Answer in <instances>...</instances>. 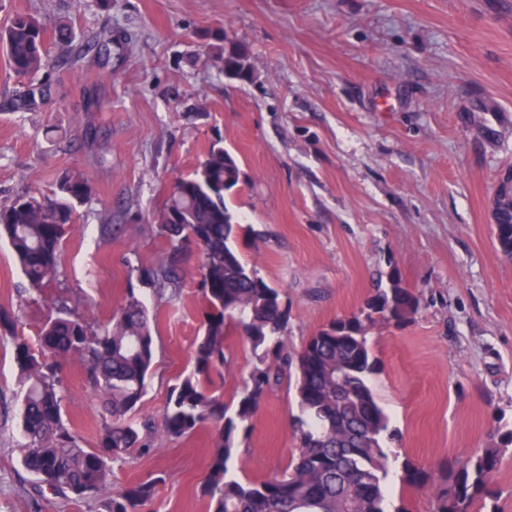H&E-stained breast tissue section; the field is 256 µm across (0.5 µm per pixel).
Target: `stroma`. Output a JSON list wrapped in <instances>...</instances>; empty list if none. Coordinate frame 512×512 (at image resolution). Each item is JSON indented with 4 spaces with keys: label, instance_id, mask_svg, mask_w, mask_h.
I'll list each match as a JSON object with an SVG mask.
<instances>
[{
    "label": "stroma",
    "instance_id": "35a3bbf8",
    "mask_svg": "<svg viewBox=\"0 0 512 512\" xmlns=\"http://www.w3.org/2000/svg\"><path fill=\"white\" fill-rule=\"evenodd\" d=\"M18 12L50 30L132 37L108 71L51 45L50 101L27 112L10 106L25 81L0 56V205L23 190L51 194L67 171L88 177L53 290L100 322L131 291L156 315L154 373L133 420L161 422L203 321L197 254L172 298L136 269L165 261L172 246L153 215L218 140L242 172L226 198L250 228L237 248L281 289L289 348L358 312L389 273L418 298L408 320L370 331V384L395 432L388 505L432 512L442 463L512 429V259L491 224L496 182L512 168V0H0V23ZM222 26L248 46L251 81L206 62L200 34ZM110 222L120 230L103 237ZM0 311L20 314L17 333L32 344L50 312L4 242ZM225 345L211 390L232 403L253 356L240 335ZM61 377L64 413L95 446L103 407L85 363L64 360ZM19 407L12 340L0 337V512H97L93 501L34 500ZM297 413L295 385L282 383L248 422L232 458L239 478L289 465ZM212 442L208 426L179 439L155 431L153 452L113 463L106 491L158 474L141 512H205ZM408 458L428 484L402 482Z\"/></svg>",
    "mask_w": 512,
    "mask_h": 512
}]
</instances>
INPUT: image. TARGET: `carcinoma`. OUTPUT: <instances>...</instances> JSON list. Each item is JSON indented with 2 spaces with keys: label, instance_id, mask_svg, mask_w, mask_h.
Listing matches in <instances>:
<instances>
[{
  "label": "carcinoma",
  "instance_id": "cac0c4a2",
  "mask_svg": "<svg viewBox=\"0 0 512 512\" xmlns=\"http://www.w3.org/2000/svg\"><path fill=\"white\" fill-rule=\"evenodd\" d=\"M226 29L205 34L212 59L222 71L241 81L253 76L247 47L224 38ZM114 35L105 32L77 55L96 49L109 63ZM0 53L21 77H33L50 66L46 27L35 14L17 13L0 27ZM50 96L46 82H31L16 94L13 107L27 111ZM238 160L214 142L206 157L186 176L176 177L172 191L155 216L158 232L172 244L168 261L141 267L139 279L158 292L178 288L183 254L193 245L201 255L199 287L205 300L204 332L191 354V369L171 386L162 417L170 437L214 429L200 497L208 512H387L384 483L390 474L385 438L389 419L370 386L377 360L368 333L378 322L399 323L418 309L417 297L390 276L377 286L357 315L337 319L317 331L296 352L285 345L288 307L281 291L246 263L236 241L242 231L225 201L240 180ZM90 192L82 173H67L50 196L26 191L0 207V241L11 248L28 288L42 293L59 279L66 226L75 223L77 205ZM494 237L500 252L512 258V211L497 216ZM42 324L38 347L17 336V317L0 312V335L14 342V361L22 398L20 462L33 476L39 496L71 501L93 500L99 512H139L152 501L163 477H148L113 495L104 494L111 463L135 451H150L152 426L127 418L147 393L156 355L154 317L129 291L124 303L105 323L79 314L70 298L59 296ZM238 332L250 344L254 362L233 406L209 390L211 372L227 363L225 338ZM69 356L87 365L89 383L102 401L105 416L97 445L85 448L66 419L60 394L59 367ZM294 378L299 414L294 419L298 441L284 471L258 481L235 477L229 462L248 435L247 422L259 404L286 378ZM512 445V430L499 441L446 466L444 486L435 495L434 512H495L489 483ZM423 467L406 460L401 479L423 485Z\"/></svg>",
  "mask_w": 512,
  "mask_h": 512
}]
</instances>
